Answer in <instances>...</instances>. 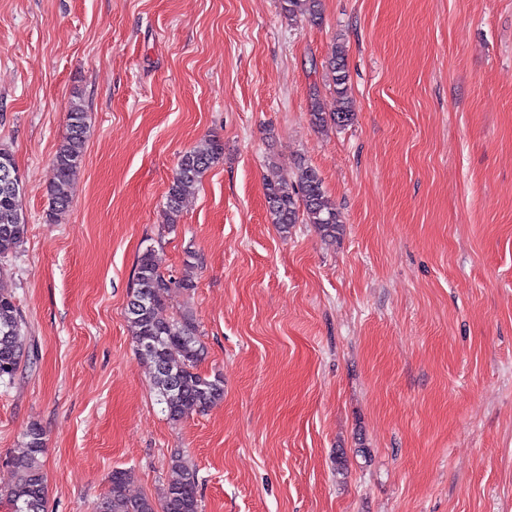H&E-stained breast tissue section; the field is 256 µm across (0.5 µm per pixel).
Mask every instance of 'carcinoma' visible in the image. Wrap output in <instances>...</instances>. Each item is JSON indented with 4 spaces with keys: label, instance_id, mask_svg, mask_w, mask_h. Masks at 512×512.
<instances>
[{
    "label": "carcinoma",
    "instance_id": "cac0c4a2",
    "mask_svg": "<svg viewBox=\"0 0 512 512\" xmlns=\"http://www.w3.org/2000/svg\"><path fill=\"white\" fill-rule=\"evenodd\" d=\"M319 0H281V9L290 17L305 16L316 23L321 19ZM334 85V107L326 109L318 92L312 93L311 124L323 129L329 125L346 126L354 119L353 101L348 94L346 46H333L327 62ZM87 111L81 94L68 108L67 133L52 159L47 186L48 220L58 221L72 203V185L85 155ZM224 156V143L210 136L181 155L166 195L167 224L174 227L185 197L203 175ZM264 194L270 223L283 232L295 224H311L320 238L333 243L343 231L341 215L326 195L319 172L300 164L293 179L268 178ZM22 191L10 189L0 175V256L21 246L28 224L21 205ZM188 261L179 276L160 271L155 249L145 248L137 258L133 287L125 308V319L136 343L137 354L151 370L157 401L172 423H179L194 412H201L224 398L221 374L198 372L205 350L193 313L184 310L167 320L159 317L168 296L175 290L196 287ZM25 322L12 289L0 287V382L15 379L28 360ZM24 451L11 459L15 480L0 494L11 512H47L48 488L41 458L46 451L43 428L33 423L25 432ZM130 468L115 469L109 477L110 489L98 506V512H200L198 472L174 455L170 458L166 483L159 500L143 495L132 497L127 486L133 480Z\"/></svg>",
    "mask_w": 512,
    "mask_h": 512
}]
</instances>
